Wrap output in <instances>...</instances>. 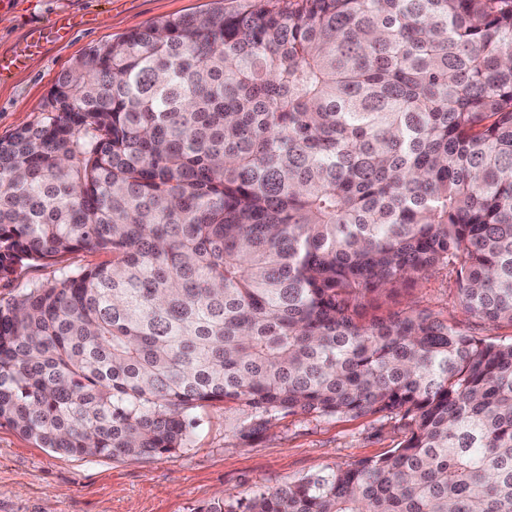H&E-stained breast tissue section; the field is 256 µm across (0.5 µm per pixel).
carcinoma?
Masks as SVG:
<instances>
[{
  "instance_id": "1",
  "label": "carcinoma",
  "mask_w": 512,
  "mask_h": 512,
  "mask_svg": "<svg viewBox=\"0 0 512 512\" xmlns=\"http://www.w3.org/2000/svg\"><path fill=\"white\" fill-rule=\"evenodd\" d=\"M95 46L0 138V422L84 457L237 405L398 448L198 512H512V339L366 318L430 269L512 325V0H233ZM112 255L71 269L77 251ZM56 265L18 268L7 279H0V305L5 306L34 281L51 280L57 274Z\"/></svg>"
}]
</instances>
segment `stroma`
Returning a JSON list of instances; mask_svg holds the SVG:
<instances>
[{
    "instance_id": "35a3bbf8",
    "label": "stroma",
    "mask_w": 512,
    "mask_h": 512,
    "mask_svg": "<svg viewBox=\"0 0 512 512\" xmlns=\"http://www.w3.org/2000/svg\"><path fill=\"white\" fill-rule=\"evenodd\" d=\"M229 0H10L0 5V52L31 27L58 15L85 24L68 39L47 45L28 68L0 82V138L37 126L48 114L49 91L59 75L89 52L131 29L198 15ZM378 315L424 309L481 338L508 339L512 326L490 327L466 316L455 278L432 270L380 299ZM190 444L154 458L82 457L36 447L0 425V512H196L221 500L251 497L304 477L378 458L398 447L405 431L388 414H295L252 441L238 439L244 416L235 405L212 402L193 414Z\"/></svg>"
}]
</instances>
